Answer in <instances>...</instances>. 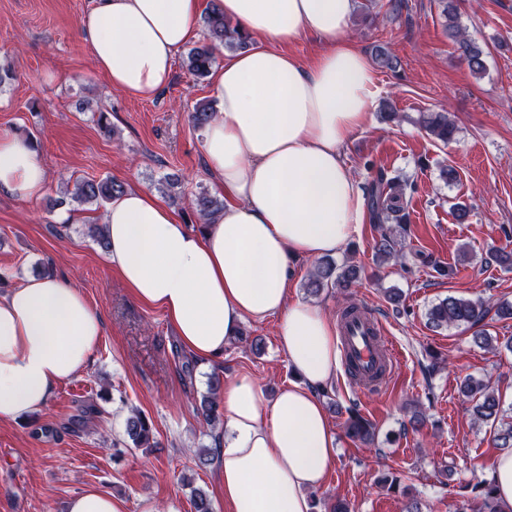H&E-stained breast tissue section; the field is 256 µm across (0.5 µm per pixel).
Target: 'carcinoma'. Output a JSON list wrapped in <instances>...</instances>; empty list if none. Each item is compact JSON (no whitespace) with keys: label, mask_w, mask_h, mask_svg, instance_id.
I'll return each instance as SVG.
<instances>
[{"label":"carcinoma","mask_w":512,"mask_h":512,"mask_svg":"<svg viewBox=\"0 0 512 512\" xmlns=\"http://www.w3.org/2000/svg\"><path fill=\"white\" fill-rule=\"evenodd\" d=\"M209 43L192 48L187 55V68L198 79L206 77L215 62L214 50L222 45L228 49L244 50L251 46L249 38L241 35L222 14L209 13L204 18ZM451 36L455 38L461 57L474 73L485 69L483 51L470 42L460 31L449 26ZM420 123L428 135L435 140L448 144L455 136V125L446 112H427ZM407 182L395 176L387 178L380 175L373 183L370 193L372 218L380 231V239L375 244L376 260L387 263L397 257L396 237L407 233V214L405 206ZM126 190L124 183L105 177L100 180L80 179L75 183L74 198L83 204L108 203ZM196 207L201 219L212 218L223 205L207 192L202 191L196 198ZM359 280V271L350 265H337L332 259L321 261L310 274L307 288L318 293L328 288H340L344 291L354 287ZM489 313V307L481 300H470L448 296L431 305L425 313L428 324L436 329L448 327L475 328L482 326ZM464 396L473 402V415L483 422H497L504 416L502 403L494 392L481 380L468 378L460 385ZM125 433L132 447L142 448L149 445L151 427L146 418L138 411L131 412L126 420ZM351 437L367 442L374 436V426L369 421L353 418L348 425ZM498 448L512 449V422L500 425L493 436ZM472 490L476 492L472 502L463 512H499L494 497L492 480H478Z\"/></svg>","instance_id":"obj_1"}]
</instances>
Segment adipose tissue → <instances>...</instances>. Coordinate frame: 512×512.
<instances>
[{
  "mask_svg": "<svg viewBox=\"0 0 512 512\" xmlns=\"http://www.w3.org/2000/svg\"><path fill=\"white\" fill-rule=\"evenodd\" d=\"M258 44L212 74L219 110L201 148L224 207L192 231L152 192L126 190L104 219L111 266L130 295L160 309L197 359L217 361L246 321L278 320L297 377L267 396L250 374L226 379L218 475L226 512H313L339 449L318 389L339 368L335 321L292 298L289 264L336 254L365 222L364 192L343 157L369 121L375 72L347 29L355 0H209ZM200 0H95L78 20L97 71L148 99L198 31ZM311 34L313 66L281 47ZM48 182L28 140L0 135V192L39 199ZM103 320L58 278L27 277L0 297V421L42 411L87 368Z\"/></svg>",
  "mask_w": 512,
  "mask_h": 512,
  "instance_id": "adipose-tissue-1",
  "label": "adipose tissue"
}]
</instances>
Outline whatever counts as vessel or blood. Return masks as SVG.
Wrapping results in <instances>:
<instances>
[{
	"mask_svg": "<svg viewBox=\"0 0 512 512\" xmlns=\"http://www.w3.org/2000/svg\"><path fill=\"white\" fill-rule=\"evenodd\" d=\"M341 340L346 363L364 378L389 373L398 361V352L389 343L384 327L369 312L351 317Z\"/></svg>",
	"mask_w": 512,
	"mask_h": 512,
	"instance_id": "obj_1",
	"label": "vessel or blood"
}]
</instances>
